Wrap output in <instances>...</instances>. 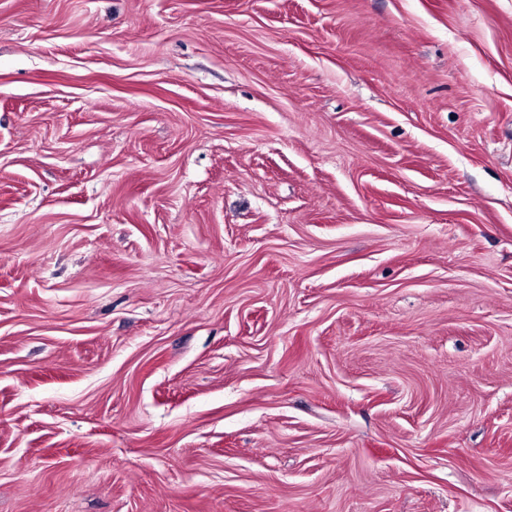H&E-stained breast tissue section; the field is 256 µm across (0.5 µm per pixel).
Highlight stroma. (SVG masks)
I'll return each mask as SVG.
<instances>
[{
    "label": "stroma",
    "mask_w": 512,
    "mask_h": 512,
    "mask_svg": "<svg viewBox=\"0 0 512 512\" xmlns=\"http://www.w3.org/2000/svg\"><path fill=\"white\" fill-rule=\"evenodd\" d=\"M0 512H512V0H0Z\"/></svg>",
    "instance_id": "1"
}]
</instances>
